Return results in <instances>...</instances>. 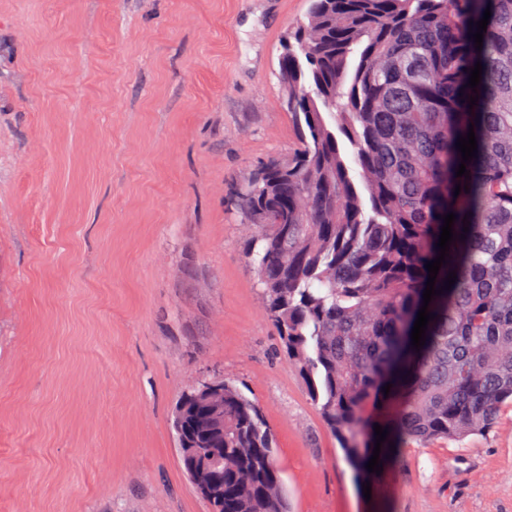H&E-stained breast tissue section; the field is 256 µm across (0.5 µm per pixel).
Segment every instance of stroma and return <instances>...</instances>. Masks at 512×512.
I'll list each match as a JSON object with an SVG mask.
<instances>
[{"label": "stroma", "instance_id": "obj_1", "mask_svg": "<svg viewBox=\"0 0 512 512\" xmlns=\"http://www.w3.org/2000/svg\"><path fill=\"white\" fill-rule=\"evenodd\" d=\"M308 0H0V512H209L172 412L230 378L289 512H512V407L363 487L280 354L243 178L297 146Z\"/></svg>", "mask_w": 512, "mask_h": 512}]
</instances>
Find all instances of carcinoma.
<instances>
[{
  "label": "carcinoma",
  "mask_w": 512,
  "mask_h": 512,
  "mask_svg": "<svg viewBox=\"0 0 512 512\" xmlns=\"http://www.w3.org/2000/svg\"><path fill=\"white\" fill-rule=\"evenodd\" d=\"M309 2L279 61L298 146L246 179L240 200L254 220L248 254L282 354L364 476L376 424L397 449L462 441L512 405V0ZM487 8L478 50L473 34ZM470 130L477 152L469 177H458L456 142ZM448 213L458 239L417 350L425 265L439 255ZM222 383L215 425L194 388L180 396L183 469L200 448L215 459L212 487L199 490L210 512H288L259 405ZM369 401L379 408L372 417Z\"/></svg>",
  "instance_id": "1"
}]
</instances>
